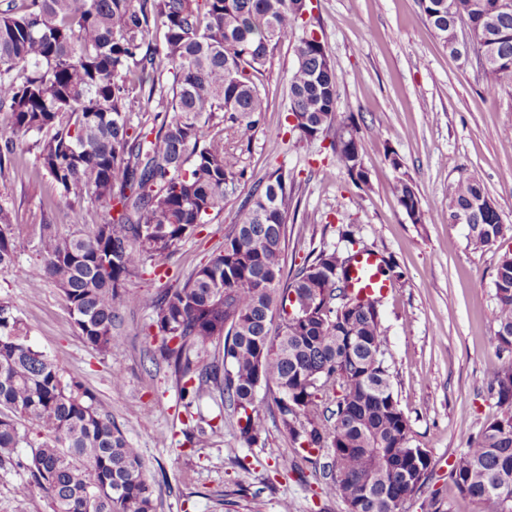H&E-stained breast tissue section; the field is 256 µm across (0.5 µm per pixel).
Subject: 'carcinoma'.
<instances>
[{
	"label": "carcinoma",
	"mask_w": 512,
	"mask_h": 512,
	"mask_svg": "<svg viewBox=\"0 0 512 512\" xmlns=\"http://www.w3.org/2000/svg\"><path fill=\"white\" fill-rule=\"evenodd\" d=\"M497 0H419L442 47L454 39L455 16L487 36L494 60L488 89L512 86V12ZM307 0H0V112L12 135L0 157L17 149L14 135H33L38 159L65 198L89 199L110 215L89 234L61 236L44 226L33 288L52 281L83 340L112 352L114 329L129 306L148 305L159 354L173 368L185 408L214 391L239 413L240 436L252 447L265 432L257 389L273 402L293 443L322 452L323 492L346 512H398V499L427 476V450L409 444L410 427L394 396L386 338L374 302L349 297L350 259L321 249L285 272L288 212L294 183L277 169L254 182L238 208L224 249L182 285L149 300L128 283L146 265L166 263L210 212L224 207L246 176L229 135L241 140L267 111L261 90L274 50L292 38ZM163 33L161 46L146 43ZM288 111L297 139L336 128L331 148L354 180L367 183L353 124L338 119L339 77L322 43L294 45ZM174 70L167 86L162 64ZM165 112L147 129L131 125L142 102ZM394 193L414 223L424 211L411 180ZM484 184L462 177L451 188L448 215L469 214L474 249L506 230L480 205ZM20 231L0 205V270L14 266ZM499 351L512 353V255L494 280ZM223 342L202 368L193 357ZM491 388L506 407L450 465L458 492L512 512V361ZM333 427H326L327 422ZM31 449L30 480L20 496L41 490L53 512H155L154 490L134 447L100 400L63 380L56 363L29 343L11 305L0 303V465Z\"/></svg>",
	"instance_id": "carcinoma-1"
}]
</instances>
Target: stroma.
I'll use <instances>...</instances> for the list:
<instances>
[{"label":"stroma","instance_id":"35a3bbf8","mask_svg":"<svg viewBox=\"0 0 512 512\" xmlns=\"http://www.w3.org/2000/svg\"><path fill=\"white\" fill-rule=\"evenodd\" d=\"M309 33L336 66L339 115L357 129L367 184L354 182L337 165L328 136L307 142L290 133L294 51L292 42L282 43L262 79L268 110L237 145L245 179L165 267L145 266L129 287L153 297L184 283L223 249L253 182L283 169L298 203L287 219L289 269L325 247L373 252L397 275L381 298V327L410 443L431 459L405 512H490L489 504L459 494L448 466L501 412L490 380L502 362L493 340L494 279L503 254L512 253V139L503 136L512 130V86L488 93L482 68L442 49L417 0H312L296 30L300 37ZM33 141L26 136L15 155L0 163V205L21 231L15 266L0 270V301L14 307L31 345L55 360L64 380L92 391L140 449L155 487V512H224L225 494L234 512H345L341 499L322 494V466L303 461L275 419L266 388L257 390L264 442L249 447L232 406L206 397L185 409L172 368L155 358L151 308L124 309L118 342L104 355L84 342L52 282L30 287L27 272L40 260L43 225L62 234L88 233L106 219L90 200L61 195ZM401 176L416 186L423 223L411 222L393 192ZM463 176L484 183L507 227L503 238L479 251L469 247L466 225L441 217ZM116 373L123 377L118 386L112 383ZM219 414L221 433L194 447L186 444L185 424L203 428ZM295 463L303 477L287 474ZM27 478L22 469L0 466V512H52L40 492L16 495Z\"/></svg>","mask_w":512,"mask_h":512}]
</instances>
